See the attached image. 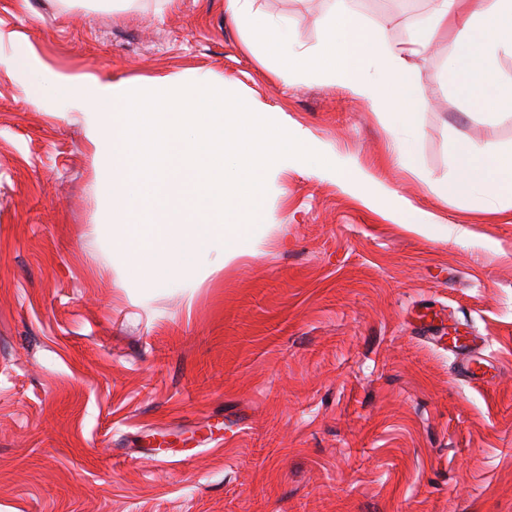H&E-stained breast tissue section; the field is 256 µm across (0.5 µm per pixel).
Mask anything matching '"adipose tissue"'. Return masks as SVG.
Here are the masks:
<instances>
[{
	"label": "adipose tissue",
	"instance_id": "ef3b65f1",
	"mask_svg": "<svg viewBox=\"0 0 512 512\" xmlns=\"http://www.w3.org/2000/svg\"><path fill=\"white\" fill-rule=\"evenodd\" d=\"M428 16L413 27L404 49L385 39L383 28L367 27L351 9L349 0H336L334 12L322 21L323 37L310 48L299 41L296 21L274 19L254 10V0H224L225 13L237 24L258 34L248 42V50H262L274 58L278 76L293 83L318 66L320 74L347 87L383 115L398 146L403 167L413 165L408 150L417 133V109L424 99L420 93L418 71L403 62V53L417 54L433 43L443 28L456 32L448 69L460 75L459 93L493 117L512 116V83L501 81L496 61L512 55V0H431ZM457 163L446 178L437 181L434 191L440 198L465 196L495 210L497 201L512 200V152L500 151L491 144L454 147Z\"/></svg>",
	"mask_w": 512,
	"mask_h": 512
}]
</instances>
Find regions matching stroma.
Returning <instances> with one entry per match:
<instances>
[{"instance_id": "1", "label": "stroma", "mask_w": 512, "mask_h": 512, "mask_svg": "<svg viewBox=\"0 0 512 512\" xmlns=\"http://www.w3.org/2000/svg\"><path fill=\"white\" fill-rule=\"evenodd\" d=\"M335 4L254 6L309 47ZM351 6L399 46L429 0ZM0 31V512H512V202L484 214L432 190L454 144L512 150V118L438 83L452 35L411 60L426 103L409 171L367 102L319 75L285 84L224 0H0ZM27 52L40 72L5 66ZM57 72L224 85L356 157L448 237L283 159L254 254L142 287L97 186L111 159ZM429 308L485 337L484 381L419 337Z\"/></svg>"}]
</instances>
